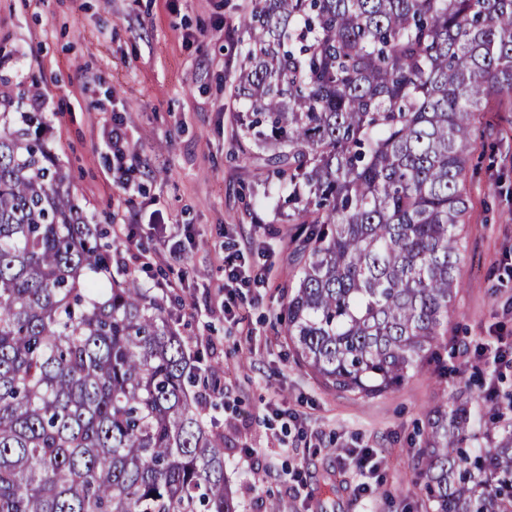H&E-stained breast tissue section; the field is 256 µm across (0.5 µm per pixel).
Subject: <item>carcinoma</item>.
Instances as JSON below:
<instances>
[{"label": "carcinoma", "instance_id": "1", "mask_svg": "<svg viewBox=\"0 0 512 512\" xmlns=\"http://www.w3.org/2000/svg\"><path fill=\"white\" fill-rule=\"evenodd\" d=\"M241 34L238 138L302 225L297 363L356 399L431 362L448 380L473 122L512 97V0H251ZM43 125L0 113V512H236L211 378L164 299L91 288L109 246ZM413 459L431 512H512V391L451 384Z\"/></svg>", "mask_w": 512, "mask_h": 512}]
</instances>
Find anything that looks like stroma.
Masks as SVG:
<instances>
[{"mask_svg": "<svg viewBox=\"0 0 512 512\" xmlns=\"http://www.w3.org/2000/svg\"><path fill=\"white\" fill-rule=\"evenodd\" d=\"M250 0H0V92L47 101L45 143L70 175L90 223L134 225V248L159 254L174 289L165 304L224 397L207 418L224 430L225 473L238 512H425L412 484L414 436L446 399L432 366L367 400L324 389L296 364L280 324L297 276L271 171L240 146L231 73ZM124 117L133 170H115L104 141ZM467 164L461 288L448 317V376L480 389L477 352L512 341V104L490 103ZM177 235L179 258L162 253ZM243 252L249 288L222 310L224 254ZM375 452L360 474L355 456Z\"/></svg>", "mask_w": 512, "mask_h": 512, "instance_id": "stroma-1", "label": "stroma"}]
</instances>
